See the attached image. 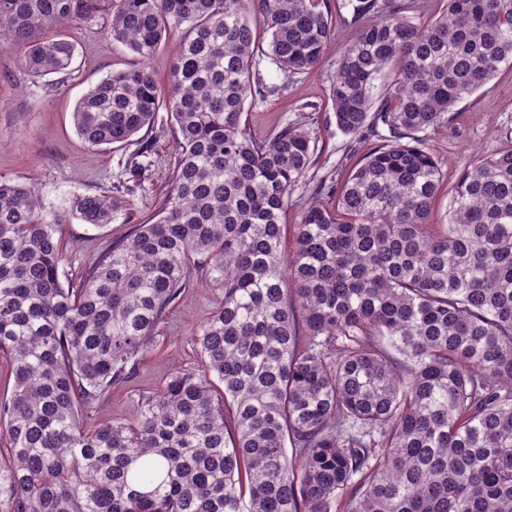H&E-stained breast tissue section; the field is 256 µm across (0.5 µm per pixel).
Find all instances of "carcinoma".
I'll list each match as a JSON object with an SVG mask.
<instances>
[{"label":"carcinoma","instance_id":"obj_1","mask_svg":"<svg viewBox=\"0 0 512 512\" xmlns=\"http://www.w3.org/2000/svg\"><path fill=\"white\" fill-rule=\"evenodd\" d=\"M107 18L143 59L182 43L167 94L145 67L77 102L91 147L170 114L177 157L158 219L68 278L57 215L0 179V512H512V148L458 177L419 133L512 68V0H357L328 75L337 129L389 137L320 182L282 248L288 191L313 151L297 125L258 141L245 105L315 71L334 36L320 0H0V48L65 73L68 22ZM280 85L255 81L263 58ZM390 80L380 103L377 82ZM85 224L126 218L112 191L74 195ZM222 298L195 336L202 369L97 418L191 278Z\"/></svg>","mask_w":512,"mask_h":512}]
</instances>
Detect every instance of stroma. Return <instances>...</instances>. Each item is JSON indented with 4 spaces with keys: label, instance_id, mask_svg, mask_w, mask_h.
Wrapping results in <instances>:
<instances>
[{
    "label": "stroma",
    "instance_id": "35a3bbf8",
    "mask_svg": "<svg viewBox=\"0 0 512 512\" xmlns=\"http://www.w3.org/2000/svg\"><path fill=\"white\" fill-rule=\"evenodd\" d=\"M326 7L336 19V31L318 70L297 75L287 92L246 104L244 111L256 139H265L285 124L301 126L311 139L312 164L305 180L290 190L283 216L287 224L298 222L301 205L314 196L320 180L345 176L377 143L376 136L355 137L336 128L328 101V76L336 68L340 47L354 39L357 27L352 7L343 6L342 0H327ZM104 26L101 19L61 26V33L77 46L76 58L64 74L33 77L21 66L17 50H0V178L34 185L42 205L63 215L65 271L70 275L87 268L103 250L127 236L133 224L155 221L176 157L175 135L163 113L158 117V132L148 136L150 168L132 196L133 224L117 221L97 228L68 215L67 198L125 184L130 157L139 147L135 140L123 146L88 147L73 126L76 102L114 71L145 65L158 82H165L180 50V39L174 36L144 60L107 36ZM423 139L441 164L442 187L433 220L443 224L460 171L480 151L512 145V69H502L459 103L448 123L427 130ZM219 298V291L204 279H193L171 306L156 349L144 358L133 378L103 400L101 415L134 420L143 395L156 391L171 373L197 366L193 339Z\"/></svg>",
    "mask_w": 512,
    "mask_h": 512
}]
</instances>
